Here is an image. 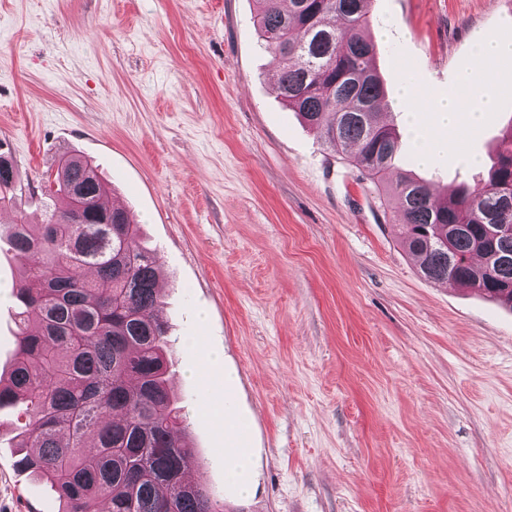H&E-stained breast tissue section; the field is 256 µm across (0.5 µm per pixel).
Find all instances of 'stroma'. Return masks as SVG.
I'll list each match as a JSON object with an SVG mask.
<instances>
[{"mask_svg":"<svg viewBox=\"0 0 512 512\" xmlns=\"http://www.w3.org/2000/svg\"><path fill=\"white\" fill-rule=\"evenodd\" d=\"M255 10L0 0V152L34 188L81 154L136 216L193 473L229 512H512V310L419 275L396 201L276 98ZM371 15L388 95L411 77L429 105L475 69L478 45L512 34V0H373ZM493 70V112L433 165L416 164L415 134L389 112L400 166L437 188L485 179L512 123V61ZM18 277L1 238L4 376ZM226 398L248 426L244 496L207 408ZM19 427L0 411V512H57L49 484L15 465Z\"/></svg>","mask_w":512,"mask_h":512,"instance_id":"1","label":"stroma"}]
</instances>
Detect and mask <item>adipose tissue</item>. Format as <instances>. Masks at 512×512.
<instances>
[{
  "instance_id": "obj_1",
  "label": "adipose tissue",
  "mask_w": 512,
  "mask_h": 512,
  "mask_svg": "<svg viewBox=\"0 0 512 512\" xmlns=\"http://www.w3.org/2000/svg\"><path fill=\"white\" fill-rule=\"evenodd\" d=\"M512 59V36L490 37L477 51V67L464 78L465 95L451 94L435 111L429 138L419 145L418 157L427 162L432 158L431 145L439 141L454 145L460 127L476 128L485 119L493 105V72L490 64L495 60ZM211 411L224 425V470L227 478L241 493L251 487V466L241 446V429L237 427L225 406L212 403Z\"/></svg>"
}]
</instances>
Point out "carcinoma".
<instances>
[{
	"label": "carcinoma",
	"instance_id": "cac0c4a2",
	"mask_svg": "<svg viewBox=\"0 0 512 512\" xmlns=\"http://www.w3.org/2000/svg\"><path fill=\"white\" fill-rule=\"evenodd\" d=\"M255 26L279 66L277 97L327 148L398 201L404 246L434 283L477 288L512 308V125L487 179L458 184L443 198L396 166L401 142L381 108L386 88L365 34L371 0H266ZM56 188L41 191L43 221L26 222L17 167L0 176V209L16 213L8 241L15 282L16 348L0 408L24 419L16 465L50 483L58 512H224L201 483L167 385L158 271L139 244L140 227L109 207L107 184L77 154L57 160ZM86 200L75 222L73 191ZM90 270L93 276H84Z\"/></svg>",
	"mask_w": 512,
	"mask_h": 512
}]
</instances>
